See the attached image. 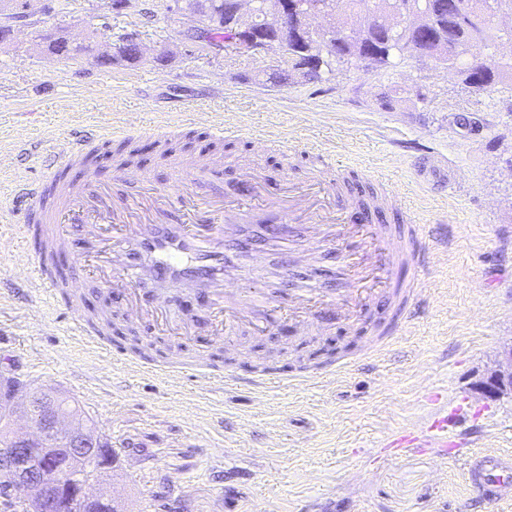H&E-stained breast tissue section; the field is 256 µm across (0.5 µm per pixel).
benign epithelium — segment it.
I'll list each match as a JSON object with an SVG mask.
<instances>
[{
    "mask_svg": "<svg viewBox=\"0 0 512 512\" xmlns=\"http://www.w3.org/2000/svg\"><path fill=\"white\" fill-rule=\"evenodd\" d=\"M53 0H43L40 10L38 39L69 42L59 35L52 23ZM171 10L186 27L187 39L210 29L218 22L212 15L210 0H171ZM224 27L229 37L224 43L205 44L224 50V55L238 58H265L278 51L291 55L307 67L322 66L327 52L336 45V29L332 20L333 0H224ZM358 23L344 28V37L357 40L375 26L392 36L397 32L414 34L435 25V18L415 5H396L387 10L362 9ZM512 12L503 10L494 16L495 26L505 33L499 45L512 46ZM479 388L495 398L512 391V348L505 354L500 369L479 384ZM58 397L45 388H31L0 372V413L9 419L25 418L33 427L30 434H15L0 445V497L9 501L19 491L29 492L25 512H58L59 502L67 496L87 497V487L97 479L96 472L82 467L97 448L111 444L99 434L91 422L74 423L76 416L59 408ZM63 438L74 462L67 475L51 477L40 463L39 451L47 439Z\"/></svg>",
    "mask_w": 512,
    "mask_h": 512,
    "instance_id": "1",
    "label": "benign epithelium"
}]
</instances>
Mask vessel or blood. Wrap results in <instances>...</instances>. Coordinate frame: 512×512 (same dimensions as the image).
<instances>
[{
  "instance_id": "obj_1",
  "label": "vessel or blood",
  "mask_w": 512,
  "mask_h": 512,
  "mask_svg": "<svg viewBox=\"0 0 512 512\" xmlns=\"http://www.w3.org/2000/svg\"><path fill=\"white\" fill-rule=\"evenodd\" d=\"M90 146V140L71 138L63 160L22 188L20 228L33 245L38 297L65 307L72 336H85L86 318L75 281L55 266L62 253L70 254L77 267L94 258L108 290L148 281L161 284L159 292L131 295L126 317L134 323L167 321L164 287L205 296L209 310L224 317L223 335L211 340L217 348L246 322L271 328L286 319L308 335L321 334L331 318L354 324L363 317L366 302L381 292L399 316L400 328L410 325L411 307L426 286L423 243L431 237L430 228L348 223L349 203L334 194L335 159L320 160L307 181L289 183L284 195L271 194L252 167L241 165L250 193L223 200L198 191L222 174L223 159L173 154L172 188H158L142 175L138 193L116 198L94 174L78 181L66 178V169ZM298 224L305 225L309 241L302 248L293 233ZM336 240L344 250L328 272L318 271L319 247ZM276 249L285 252L286 260L272 272L266 261ZM401 265L411 267L408 279H397ZM246 272L263 279L265 296L227 287L228 277ZM327 278L333 287H323ZM268 365V359H259L252 373L229 380L241 391L267 388L273 382ZM189 369L191 380L203 390L226 380L203 358ZM465 468L472 487L488 500L512 494V457L473 455Z\"/></svg>"
}]
</instances>
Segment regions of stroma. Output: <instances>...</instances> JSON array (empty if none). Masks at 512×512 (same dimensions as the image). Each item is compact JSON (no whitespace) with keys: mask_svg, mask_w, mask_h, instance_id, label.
<instances>
[{"mask_svg":"<svg viewBox=\"0 0 512 512\" xmlns=\"http://www.w3.org/2000/svg\"><path fill=\"white\" fill-rule=\"evenodd\" d=\"M168 4L134 0L116 14L104 0H59L56 20L74 41L138 38L143 58L133 64L42 52L35 25L15 22L0 48V208L20 210L15 183L40 177L75 135L94 145L68 177L90 169L107 180L130 161L170 185L154 145L112 138L118 126L147 132L167 121L173 152L230 158L212 189L227 199L239 192L238 160L278 184L333 155L343 163L340 195L398 191L447 236L427 259L415 324L376 359L362 355L370 334L361 326L338 323L312 340L245 327L217 364L237 362L240 343L297 372L330 357L355 365L251 396L231 386L201 394L70 339L61 310L36 298L17 225L0 223V370L77 401L112 446L111 470L88 492L119 512H512V500L473 492L463 469L474 453L512 457V398L478 388L512 344V91L478 92L456 73L400 59L378 72L339 63L322 80L274 86L256 78L268 60L228 65L211 48L187 51ZM394 88L412 95L408 107L383 106ZM188 108L198 124L182 125ZM472 115L486 122L481 134L454 123ZM220 122L237 135L208 138L205 125ZM147 338V358L167 366L179 352L194 359L210 330L183 342ZM440 418L455 453L438 445Z\"/></svg>","mask_w":512,"mask_h":512,"instance_id":"35a3bbf8","label":"stroma"}]
</instances>
